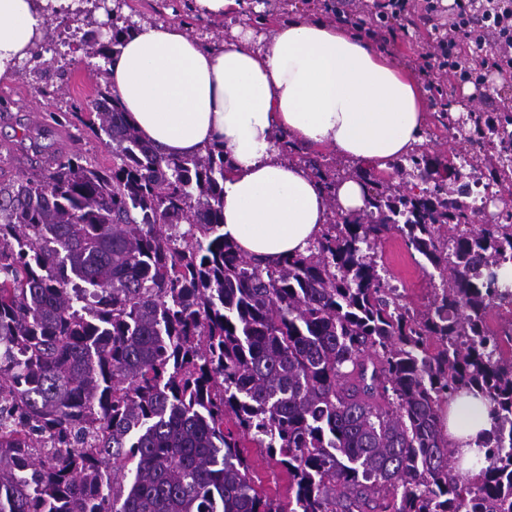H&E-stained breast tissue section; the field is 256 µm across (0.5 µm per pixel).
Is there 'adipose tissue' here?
Segmentation results:
<instances>
[{"instance_id":"ef3b65f1","label":"adipose tissue","mask_w":512,"mask_h":512,"mask_svg":"<svg viewBox=\"0 0 512 512\" xmlns=\"http://www.w3.org/2000/svg\"><path fill=\"white\" fill-rule=\"evenodd\" d=\"M74 0H0V78L11 77L44 34L49 12ZM109 79L140 136L184 158L223 146L225 237L243 256L274 262L306 252L334 212L366 206L354 177L326 196L305 166L275 140L323 147L385 167L422 143L426 105L406 68L365 37L312 17H296L255 37L238 29L219 49L203 48L176 26L143 23L126 36ZM463 467L493 426L481 398L462 395L445 411Z\"/></svg>"}]
</instances>
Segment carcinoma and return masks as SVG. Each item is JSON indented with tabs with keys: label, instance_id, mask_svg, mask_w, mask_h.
Instances as JSON below:
<instances>
[{
	"label": "carcinoma",
	"instance_id": "obj_1",
	"mask_svg": "<svg viewBox=\"0 0 512 512\" xmlns=\"http://www.w3.org/2000/svg\"><path fill=\"white\" fill-rule=\"evenodd\" d=\"M107 28L85 53L119 52L128 30ZM51 120L104 133L112 167L60 153L0 181V512H512V322L486 323L512 294V205L460 230L464 165L423 150L389 163L413 188L357 170L366 210L262 264L222 231L224 148L164 154L108 88ZM457 125L481 148L500 131ZM393 230L445 275L423 310L380 273ZM462 391L494 420L466 478L442 417ZM244 440L288 472L287 502Z\"/></svg>",
	"mask_w": 512,
	"mask_h": 512
}]
</instances>
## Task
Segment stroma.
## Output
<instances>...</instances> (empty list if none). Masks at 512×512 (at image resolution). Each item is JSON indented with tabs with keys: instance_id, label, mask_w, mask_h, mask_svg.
I'll return each mask as SVG.
<instances>
[{
	"instance_id": "35a3bbf8",
	"label": "stroma",
	"mask_w": 512,
	"mask_h": 512,
	"mask_svg": "<svg viewBox=\"0 0 512 512\" xmlns=\"http://www.w3.org/2000/svg\"><path fill=\"white\" fill-rule=\"evenodd\" d=\"M263 10L254 13L245 9L221 19L195 16L194 0H108L106 8L92 14L70 16L61 21L54 16L46 25V41L53 42L64 29L77 34L99 30L106 20L122 27L153 24L184 25L185 16H192L186 25L190 35L204 46L218 45L231 39L241 26L252 27L256 34L270 35L274 25L288 22L295 13H307L325 21L367 33L382 27L379 9L366 6L364 0H261ZM454 0H438L436 12H428L427 0H413L414 23L395 25L392 37L382 45V53L396 65L415 72L428 103L423 128V148L429 155L448 158L468 150L464 137L448 133L449 117L469 112H506L512 110V78L497 71H487L482 84L449 79L447 74L425 73L420 69V56L438 50L448 37V15ZM103 59L89 60L79 47H72L65 58L46 63L21 61L11 78L0 79V181H8L21 171L43 165L44 156L35 150L36 126L46 123L50 113L70 111L72 104H90L95 97L94 71L103 67ZM52 140L55 149L75 152L92 164L109 167L112 146L103 136L89 129L65 127L56 130ZM385 270L404 300L415 308H424L441 283L423 259L410 252L398 232L389 233L379 247Z\"/></svg>"
}]
</instances>
